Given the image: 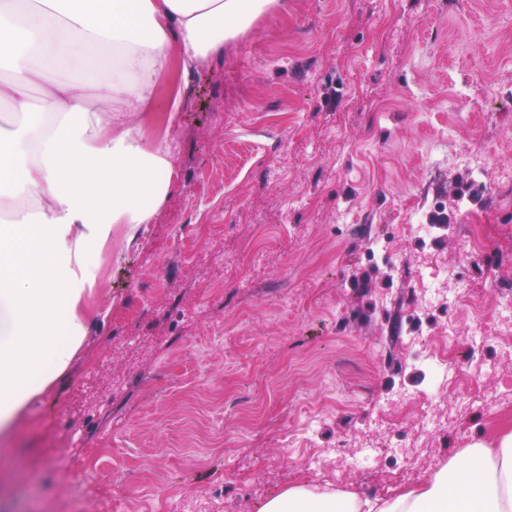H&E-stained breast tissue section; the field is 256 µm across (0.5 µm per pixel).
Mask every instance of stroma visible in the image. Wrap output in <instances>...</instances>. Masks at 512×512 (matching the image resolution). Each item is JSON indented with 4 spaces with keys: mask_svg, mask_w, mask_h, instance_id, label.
I'll return each instance as SVG.
<instances>
[{
    "mask_svg": "<svg viewBox=\"0 0 512 512\" xmlns=\"http://www.w3.org/2000/svg\"><path fill=\"white\" fill-rule=\"evenodd\" d=\"M160 93L183 108L144 134L174 141L175 186L134 241L118 224L95 249L82 348L0 437V512H63L103 442L84 512H181L162 494L184 487L256 512L297 484L382 502L512 428V399L376 421L425 386L423 291L389 266L445 270L488 313L512 292V0H284ZM483 151L473 198L461 158Z\"/></svg>",
    "mask_w": 512,
    "mask_h": 512,
    "instance_id": "obj_1",
    "label": "stroma"
}]
</instances>
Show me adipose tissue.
Wrapping results in <instances>:
<instances>
[{"mask_svg": "<svg viewBox=\"0 0 512 512\" xmlns=\"http://www.w3.org/2000/svg\"><path fill=\"white\" fill-rule=\"evenodd\" d=\"M280 0H0V429L61 375L83 344L89 250L112 227L150 223L173 185L169 140L147 141L146 112L174 119L160 97L170 56L183 72L221 53ZM99 59L86 80L63 65ZM39 96H32V89ZM355 497L293 486L256 512H360ZM378 512H512V430L476 442Z\"/></svg>", "mask_w": 512, "mask_h": 512, "instance_id": "obj_1", "label": "adipose tissue"}]
</instances>
